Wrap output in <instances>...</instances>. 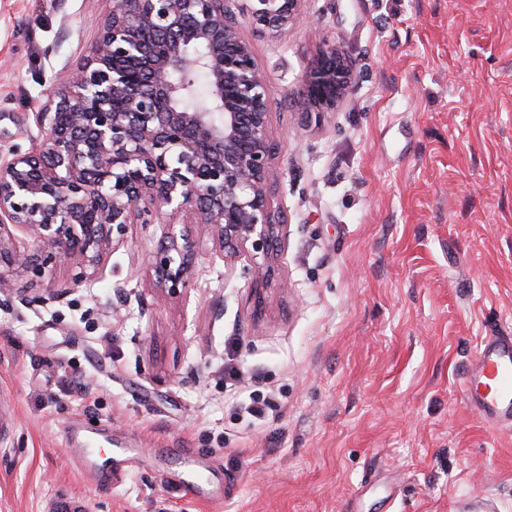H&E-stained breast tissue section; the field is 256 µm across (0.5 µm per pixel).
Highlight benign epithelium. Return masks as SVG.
<instances>
[{
  "instance_id": "benign-epithelium-1",
  "label": "benign epithelium",
  "mask_w": 512,
  "mask_h": 512,
  "mask_svg": "<svg viewBox=\"0 0 512 512\" xmlns=\"http://www.w3.org/2000/svg\"><path fill=\"white\" fill-rule=\"evenodd\" d=\"M240 1L261 31L296 23L300 0H112L91 53L51 76L37 145L0 158V289L62 264L90 285L132 224L167 225L150 289L190 286L196 226L252 283L270 278L282 228L268 193L270 89L236 24ZM351 77L341 50L320 49L306 117L336 111Z\"/></svg>"
}]
</instances>
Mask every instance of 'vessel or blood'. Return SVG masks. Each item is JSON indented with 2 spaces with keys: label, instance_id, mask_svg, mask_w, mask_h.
I'll use <instances>...</instances> for the list:
<instances>
[{
  "label": "vessel or blood",
  "instance_id": "b4317fda",
  "mask_svg": "<svg viewBox=\"0 0 512 512\" xmlns=\"http://www.w3.org/2000/svg\"><path fill=\"white\" fill-rule=\"evenodd\" d=\"M465 387L469 400L512 429V336H490L482 342Z\"/></svg>",
  "mask_w": 512,
  "mask_h": 512
}]
</instances>
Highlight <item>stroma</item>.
<instances>
[{"label":"stroma","mask_w":512,"mask_h":512,"mask_svg":"<svg viewBox=\"0 0 512 512\" xmlns=\"http://www.w3.org/2000/svg\"><path fill=\"white\" fill-rule=\"evenodd\" d=\"M112 0H0V150L28 151L52 72L89 55ZM283 36L237 14L271 91L275 273L253 287L199 234L191 287L147 289L160 224L103 275L0 292V512H512V431L460 383L512 334V0H301ZM354 77L302 112L320 48ZM273 409L250 422L252 369ZM105 433L94 482L67 427ZM216 493L185 500L182 451Z\"/></svg>","instance_id":"stroma-1"}]
</instances>
